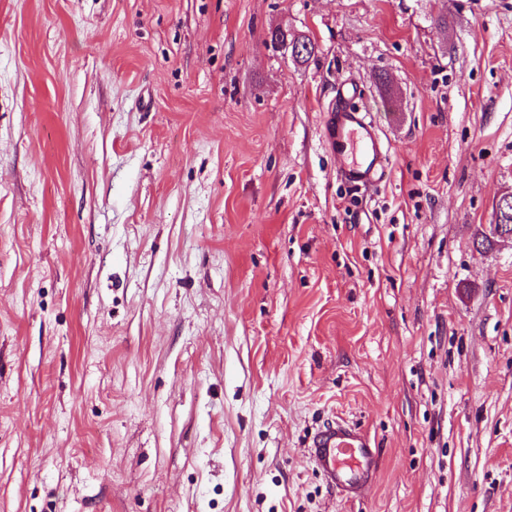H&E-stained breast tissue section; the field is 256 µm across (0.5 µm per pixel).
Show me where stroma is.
I'll use <instances>...</instances> for the list:
<instances>
[{
    "instance_id": "35a3bbf8",
    "label": "stroma",
    "mask_w": 512,
    "mask_h": 512,
    "mask_svg": "<svg viewBox=\"0 0 512 512\" xmlns=\"http://www.w3.org/2000/svg\"><path fill=\"white\" fill-rule=\"evenodd\" d=\"M510 191L512 0H0V512H512ZM286 40H288V53H286V55H288L293 61L306 64L314 57L316 46L308 36L295 35L288 30V27H284V29H282V27L278 26L270 31V42L276 48L277 46H284ZM297 43H300L304 50L302 56L299 55L300 53L296 55L294 52ZM289 47H291L290 50ZM346 92L345 85L338 89L341 101L325 116L324 139L329 149L344 159L343 171L349 182L373 184L386 172L384 145L367 114L348 103ZM308 454L327 482L347 496L376 478L374 442L366 431L343 419L319 429L310 441Z\"/></svg>"
}]
</instances>
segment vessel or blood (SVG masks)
Instances as JSON below:
<instances>
[{
  "label": "vessel or blood",
  "mask_w": 512,
  "mask_h": 512,
  "mask_svg": "<svg viewBox=\"0 0 512 512\" xmlns=\"http://www.w3.org/2000/svg\"><path fill=\"white\" fill-rule=\"evenodd\" d=\"M324 139L329 149L343 158L349 182L369 185L384 176V145L366 113L348 101H340L327 112ZM308 454L327 482L345 495H355L376 477L374 442L366 431L345 420L319 429L310 441Z\"/></svg>",
  "instance_id": "vessel-or-blood-1"
}]
</instances>
